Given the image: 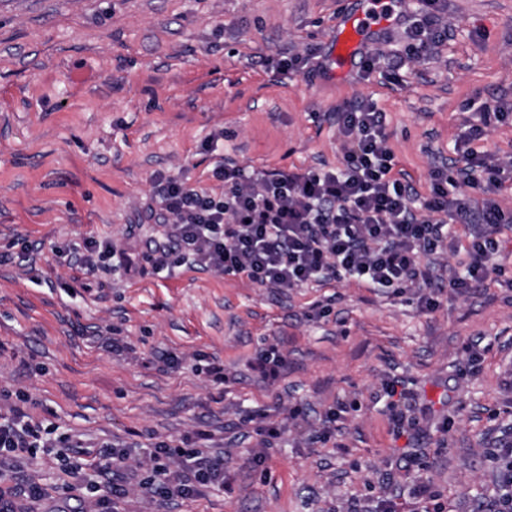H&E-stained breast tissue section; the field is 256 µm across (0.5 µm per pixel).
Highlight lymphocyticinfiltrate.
Masks as SVG:
<instances>
[{
	"mask_svg": "<svg viewBox=\"0 0 512 512\" xmlns=\"http://www.w3.org/2000/svg\"><path fill=\"white\" fill-rule=\"evenodd\" d=\"M417 2L399 25L411 62L435 54L448 37L446 0ZM511 113L504 103L482 109L479 125L455 144L463 161L457 171L461 190H449L447 173L436 168L427 198L392 177L385 115L370 97L336 114L342 167L249 172L225 163L214 171L224 183L220 194L156 174L141 214L142 223L155 227L149 259L159 271L187 262L282 292L344 278L377 290L411 292L420 310H434L442 292L467 295L499 268L512 214L497 195L512 177V160L476 151L471 143ZM475 189L480 197H472ZM450 251L462 259L443 290L436 286L435 263ZM88 445L76 434L55 435L22 411L0 414V464L16 463L40 448H64L67 468L102 474L108 460L126 457L108 441L93 451ZM146 464L170 497L195 496L200 487L224 481L223 457L205 446L162 440Z\"/></svg>",
	"mask_w": 512,
	"mask_h": 512,
	"instance_id": "f902f5d3",
	"label": "lymphocytic infiltrate"
}]
</instances>
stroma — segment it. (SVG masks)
<instances>
[{"label": "stroma", "mask_w": 512, "mask_h": 512, "mask_svg": "<svg viewBox=\"0 0 512 512\" xmlns=\"http://www.w3.org/2000/svg\"><path fill=\"white\" fill-rule=\"evenodd\" d=\"M362 0H0V392L60 430L147 448L203 430L224 484L161 504L129 484L119 512H482L498 497L493 450L512 439V231L499 272L429 313L410 294L354 282L287 293L188 263L130 279L59 259L87 239L128 243L157 173L224 190L213 170L341 165L336 112L370 96L385 114L394 174L420 196L434 167L456 171V140L479 107L512 102V0H448L438 57L376 74L308 81L267 60L325 52L337 19ZM224 141L206 150L215 131ZM320 313H313V306ZM134 348L114 358L113 330ZM484 348L476 367L469 346ZM284 357L274 384L248 367ZM182 367L169 368L159 352ZM223 365L224 384L206 363ZM404 394L393 402L384 390ZM301 410L328 438L306 443ZM403 422H395L396 411ZM281 434L264 447L261 425ZM263 462H254V454ZM34 480L43 512H92L89 476L61 449L0 471Z\"/></svg>", "instance_id": "obj_1"}]
</instances>
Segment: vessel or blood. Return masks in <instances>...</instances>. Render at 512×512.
Wrapping results in <instances>:
<instances>
[{
	"instance_id": "vessel-or-blood-1",
	"label": "vessel or blood",
	"mask_w": 512,
	"mask_h": 512,
	"mask_svg": "<svg viewBox=\"0 0 512 512\" xmlns=\"http://www.w3.org/2000/svg\"><path fill=\"white\" fill-rule=\"evenodd\" d=\"M371 10L352 12L337 21L330 38L326 58L327 72L344 75L357 68V60L382 24L395 20L400 12L399 0H371Z\"/></svg>"
}]
</instances>
